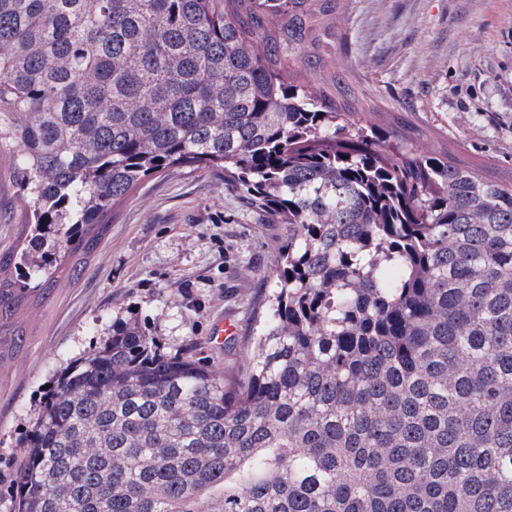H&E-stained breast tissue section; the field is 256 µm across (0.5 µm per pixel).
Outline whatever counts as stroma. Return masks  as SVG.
Returning a JSON list of instances; mask_svg holds the SVG:
<instances>
[{
    "label": "stroma",
    "instance_id": "stroma-1",
    "mask_svg": "<svg viewBox=\"0 0 512 512\" xmlns=\"http://www.w3.org/2000/svg\"><path fill=\"white\" fill-rule=\"evenodd\" d=\"M319 49L321 79L297 67L294 78L328 88L344 72L375 122L416 130L420 152L512 182V0H339ZM26 208L0 149V248L18 237ZM287 237V225L262 221L202 168L171 169L121 202L84 278L22 312L29 346L0 366V512H11L13 460L43 386L114 326L138 325L169 352L196 345L229 383L244 381L253 315ZM227 317L237 335L214 338Z\"/></svg>",
    "mask_w": 512,
    "mask_h": 512
}]
</instances>
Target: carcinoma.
<instances>
[{
  "label": "carcinoma",
  "mask_w": 512,
  "mask_h": 512,
  "mask_svg": "<svg viewBox=\"0 0 512 512\" xmlns=\"http://www.w3.org/2000/svg\"><path fill=\"white\" fill-rule=\"evenodd\" d=\"M333 9L0 0V147L32 202L0 364L156 175L208 169L288 225L247 381L120 326L41 398L15 512H512V182L419 152L339 73L285 75V51L323 71Z\"/></svg>",
  "instance_id": "1"
}]
</instances>
